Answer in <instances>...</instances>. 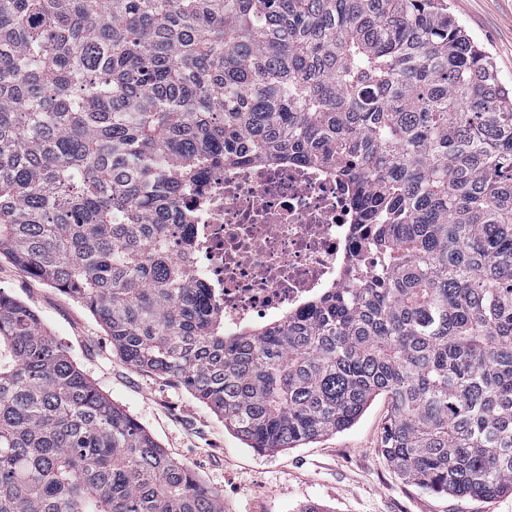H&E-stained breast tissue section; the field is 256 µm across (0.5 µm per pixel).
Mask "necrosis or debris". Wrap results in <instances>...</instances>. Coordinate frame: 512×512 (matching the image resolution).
Returning <instances> with one entry per match:
<instances>
[{
  "mask_svg": "<svg viewBox=\"0 0 512 512\" xmlns=\"http://www.w3.org/2000/svg\"><path fill=\"white\" fill-rule=\"evenodd\" d=\"M189 202L195 269L214 290L225 332L345 286L357 210L335 172L288 161L228 164Z\"/></svg>",
  "mask_w": 512,
  "mask_h": 512,
  "instance_id": "obj_1",
  "label": "necrosis or debris"
}]
</instances>
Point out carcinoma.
<instances>
[{"label":"carcinoma","mask_w":512,"mask_h":512,"mask_svg":"<svg viewBox=\"0 0 512 512\" xmlns=\"http://www.w3.org/2000/svg\"><path fill=\"white\" fill-rule=\"evenodd\" d=\"M351 186L380 266L236 336L184 198L226 164ZM259 451L351 427L458 498L512 492V89L446 0H0V255ZM0 512H224L0 291Z\"/></svg>","instance_id":"carcinoma-1"}]
</instances>
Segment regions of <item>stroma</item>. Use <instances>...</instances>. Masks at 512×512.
<instances>
[{
  "label": "stroma",
  "instance_id": "obj_1",
  "mask_svg": "<svg viewBox=\"0 0 512 512\" xmlns=\"http://www.w3.org/2000/svg\"><path fill=\"white\" fill-rule=\"evenodd\" d=\"M452 11L512 85V0H451ZM0 291L37 313L74 365L170 457L224 497V512H512V493L460 499L407 483L381 454L390 400L374 399L350 429L296 448H249L177 380L136 370L77 296L0 256Z\"/></svg>",
  "mask_w": 512,
  "mask_h": 512
}]
</instances>
